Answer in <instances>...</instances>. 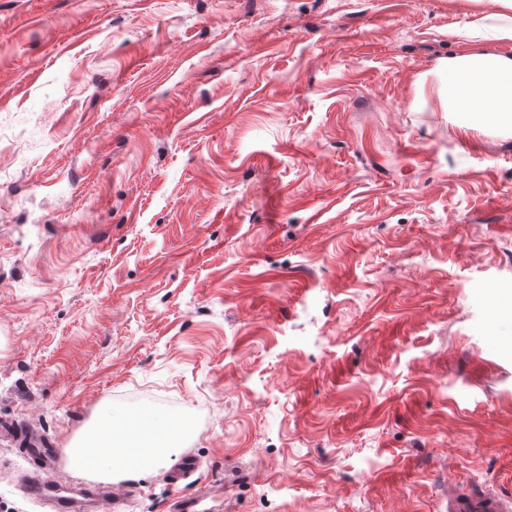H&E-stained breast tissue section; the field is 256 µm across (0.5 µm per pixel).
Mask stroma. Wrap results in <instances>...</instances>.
Masks as SVG:
<instances>
[{"instance_id": "stroma-1", "label": "stroma", "mask_w": 512, "mask_h": 512, "mask_svg": "<svg viewBox=\"0 0 512 512\" xmlns=\"http://www.w3.org/2000/svg\"><path fill=\"white\" fill-rule=\"evenodd\" d=\"M500 11L0 0V507L106 406L174 431L128 512L512 497V129L443 72Z\"/></svg>"}]
</instances>
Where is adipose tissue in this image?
<instances>
[{
    "label": "adipose tissue",
    "instance_id": "adipose-tissue-1",
    "mask_svg": "<svg viewBox=\"0 0 512 512\" xmlns=\"http://www.w3.org/2000/svg\"><path fill=\"white\" fill-rule=\"evenodd\" d=\"M446 68L452 111L465 116L480 111L498 123L512 125L511 56L467 51L450 58ZM163 426L150 411L120 425L107 413L97 427L95 444L70 446L68 455L85 474L121 480L147 473L171 453L160 438Z\"/></svg>",
    "mask_w": 512,
    "mask_h": 512
}]
</instances>
